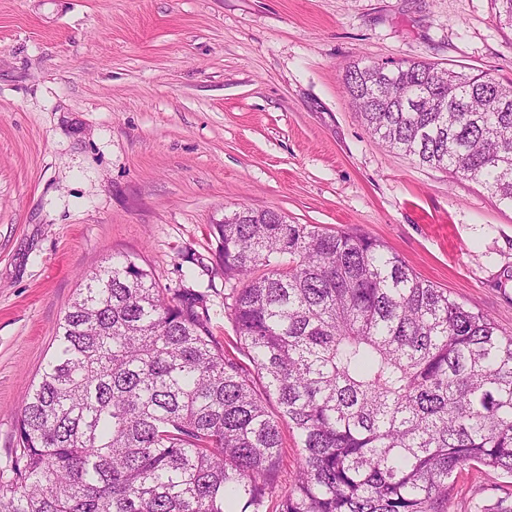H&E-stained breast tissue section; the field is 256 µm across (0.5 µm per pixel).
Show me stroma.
I'll return each mask as SVG.
<instances>
[{"instance_id": "35a3bbf8", "label": "stroma", "mask_w": 512, "mask_h": 512, "mask_svg": "<svg viewBox=\"0 0 512 512\" xmlns=\"http://www.w3.org/2000/svg\"><path fill=\"white\" fill-rule=\"evenodd\" d=\"M512 81L492 0H0V482L84 273L129 256L206 294L234 339L213 220L245 206L378 239L512 334V207L379 144L347 66ZM456 478L455 512L507 487Z\"/></svg>"}]
</instances>
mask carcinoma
I'll use <instances>...</instances> for the list:
<instances>
[{
  "instance_id": "obj_1",
  "label": "carcinoma",
  "mask_w": 512,
  "mask_h": 512,
  "mask_svg": "<svg viewBox=\"0 0 512 512\" xmlns=\"http://www.w3.org/2000/svg\"><path fill=\"white\" fill-rule=\"evenodd\" d=\"M345 86L381 144L512 206V84L409 60ZM213 233L249 365L204 293L100 266L24 403L0 512H263L285 427L302 453L277 512H450L458 471L512 478V334L372 237L246 207Z\"/></svg>"
}]
</instances>
